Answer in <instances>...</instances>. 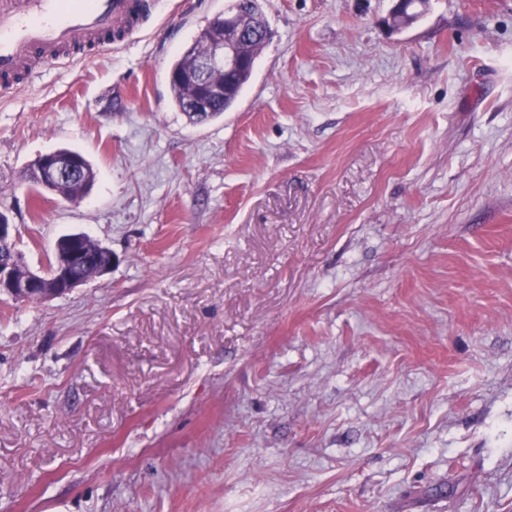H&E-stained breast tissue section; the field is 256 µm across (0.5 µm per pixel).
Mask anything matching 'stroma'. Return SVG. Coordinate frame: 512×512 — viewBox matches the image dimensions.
Listing matches in <instances>:
<instances>
[{
  "label": "stroma",
  "mask_w": 512,
  "mask_h": 512,
  "mask_svg": "<svg viewBox=\"0 0 512 512\" xmlns=\"http://www.w3.org/2000/svg\"><path fill=\"white\" fill-rule=\"evenodd\" d=\"M230 0H164L89 61L0 89V512H512V0H258L236 105L171 64ZM58 148L79 201L21 172ZM80 245L81 234L66 235L56 241L54 260L42 274L21 265L17 257L0 260V295L20 301L32 293L50 299L70 292L86 282L72 272L73 267L83 259ZM39 299L32 296L26 300Z\"/></svg>",
  "instance_id": "35a3bbf8"
}]
</instances>
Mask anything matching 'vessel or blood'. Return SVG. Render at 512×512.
Wrapping results in <instances>:
<instances>
[{
	"mask_svg": "<svg viewBox=\"0 0 512 512\" xmlns=\"http://www.w3.org/2000/svg\"><path fill=\"white\" fill-rule=\"evenodd\" d=\"M146 6V0H0V85L32 79L35 61L57 60L72 46L96 54L115 27Z\"/></svg>",
	"mask_w": 512,
	"mask_h": 512,
	"instance_id": "1",
	"label": "vessel or blood"
}]
</instances>
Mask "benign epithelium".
Segmentation results:
<instances>
[{"label":"benign epithelium","mask_w":512,"mask_h":512,"mask_svg":"<svg viewBox=\"0 0 512 512\" xmlns=\"http://www.w3.org/2000/svg\"><path fill=\"white\" fill-rule=\"evenodd\" d=\"M223 35L211 41L207 49L197 56L193 66L178 78L195 89L190 100L191 110L207 112L213 105L224 99V84L213 83L209 75L220 71L230 77L244 64L240 45L259 34H268L265 24L246 27L238 14L221 17ZM84 167V157L80 155H60L47 152L34 160L27 172L26 181L42 188L51 189L54 185L79 175ZM81 235L70 234L55 243L54 260L42 273L34 272L19 263L17 258L0 260V295L15 301L26 299L37 293L45 299L55 298L70 292L82 284L73 275V267L83 259L80 249Z\"/></svg>","instance_id":"1"}]
</instances>
